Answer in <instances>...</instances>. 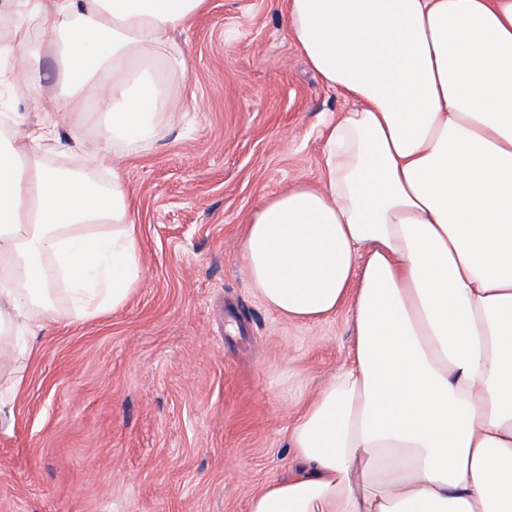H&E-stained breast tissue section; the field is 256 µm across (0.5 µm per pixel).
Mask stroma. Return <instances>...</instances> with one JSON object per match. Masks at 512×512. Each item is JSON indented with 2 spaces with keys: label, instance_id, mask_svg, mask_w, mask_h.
<instances>
[{
  "label": "stroma",
  "instance_id": "1",
  "mask_svg": "<svg viewBox=\"0 0 512 512\" xmlns=\"http://www.w3.org/2000/svg\"><path fill=\"white\" fill-rule=\"evenodd\" d=\"M174 39L181 116L114 160L142 280L96 317L71 320L63 297L44 311L0 417V512H246L288 472L298 399L348 358L345 315L283 320L240 255L267 197L318 180L323 122L348 101L287 36L285 0H209Z\"/></svg>",
  "mask_w": 512,
  "mask_h": 512
}]
</instances>
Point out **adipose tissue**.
<instances>
[{
  "label": "adipose tissue",
  "instance_id": "adipose-tissue-1",
  "mask_svg": "<svg viewBox=\"0 0 512 512\" xmlns=\"http://www.w3.org/2000/svg\"><path fill=\"white\" fill-rule=\"evenodd\" d=\"M208 0H0V86L41 91L27 139L0 140V370L31 356L65 291L74 318L129 298L141 244L120 174L49 167L45 146L103 122L153 141L183 107L169 35ZM286 31L351 101L323 126L318 182L268 198L241 254L279 317L346 313V367L294 414L296 467L246 512H512V0H287ZM48 35L34 47L35 33Z\"/></svg>",
  "mask_w": 512,
  "mask_h": 512
}]
</instances>
